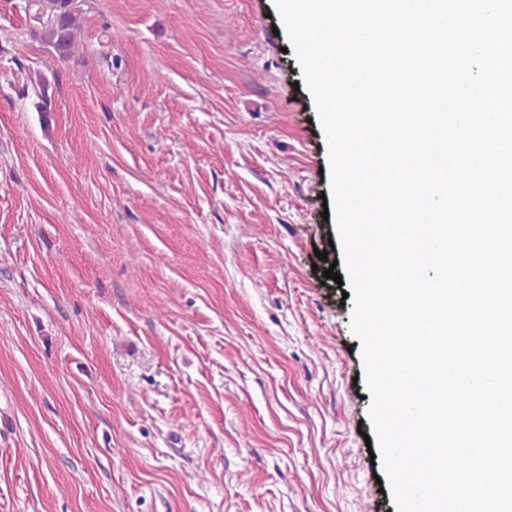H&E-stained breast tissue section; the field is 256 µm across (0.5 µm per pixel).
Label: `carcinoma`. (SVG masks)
<instances>
[{"label":"carcinoma","instance_id":"carcinoma-1","mask_svg":"<svg viewBox=\"0 0 512 512\" xmlns=\"http://www.w3.org/2000/svg\"><path fill=\"white\" fill-rule=\"evenodd\" d=\"M94 0H22L21 8L32 22L31 39L43 44L54 58L68 62L80 55L79 36ZM39 99L36 110L44 117L52 112L50 82L43 76L35 81Z\"/></svg>","mask_w":512,"mask_h":512}]
</instances>
